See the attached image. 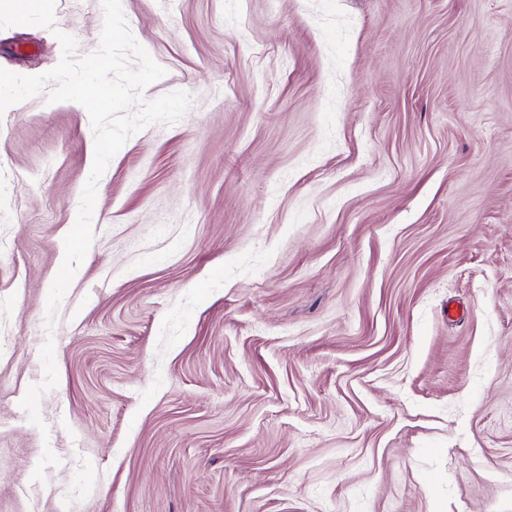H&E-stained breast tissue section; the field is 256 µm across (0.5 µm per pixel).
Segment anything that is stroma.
<instances>
[{
  "label": "stroma",
  "mask_w": 512,
  "mask_h": 512,
  "mask_svg": "<svg viewBox=\"0 0 512 512\" xmlns=\"http://www.w3.org/2000/svg\"><path fill=\"white\" fill-rule=\"evenodd\" d=\"M121 7L143 100L192 105L111 159L50 332L94 134L0 114V512H512V0ZM103 17L57 0L0 67Z\"/></svg>",
  "instance_id": "obj_1"
}]
</instances>
